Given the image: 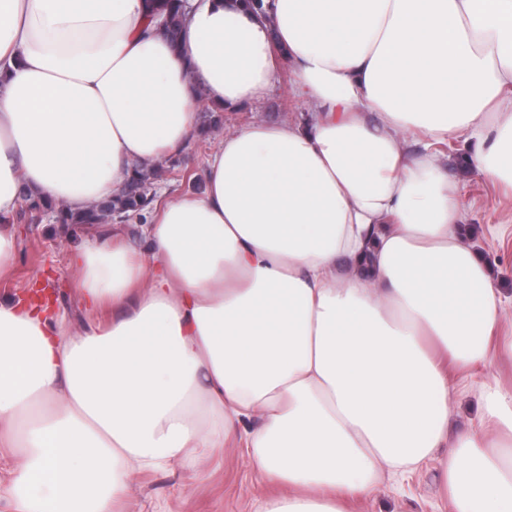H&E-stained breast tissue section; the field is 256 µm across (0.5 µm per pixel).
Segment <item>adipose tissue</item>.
I'll list each match as a JSON object with an SVG mask.
<instances>
[{
	"label": "adipose tissue",
	"instance_id": "ef3b65f1",
	"mask_svg": "<svg viewBox=\"0 0 512 512\" xmlns=\"http://www.w3.org/2000/svg\"><path fill=\"white\" fill-rule=\"evenodd\" d=\"M271 3L270 25L189 0L175 49L147 0H0V277L25 198L112 197L185 150L198 92L236 111L284 67L311 113L225 132L142 248L85 241L81 328L0 304L9 512H119L134 473L228 441L288 488L260 512H343L439 448L454 512H512V386L448 432L444 363L512 358V336L495 339L505 298L433 150L464 140L512 192V0Z\"/></svg>",
	"mask_w": 512,
	"mask_h": 512
}]
</instances>
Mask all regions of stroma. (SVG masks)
<instances>
[{
    "label": "stroma",
    "instance_id": "stroma-1",
    "mask_svg": "<svg viewBox=\"0 0 512 512\" xmlns=\"http://www.w3.org/2000/svg\"><path fill=\"white\" fill-rule=\"evenodd\" d=\"M302 104L288 94L287 81H280L264 98L239 111L224 115L225 128L255 121L279 122L297 117ZM220 132L195 135L180 154L174 171L163 173L154 183L157 204H165L179 192L200 189L207 161L220 144ZM456 141L445 161L448 174L460 182V193L469 209L466 226L469 239L480 246L500 278L507 295H512V199L475 172L457 167V153L465 152ZM193 175L185 182L183 173ZM16 261L11 274L0 279V300L21 297L33 288L50 287L55 300L66 309L75 325L86 321L72 286L76 271L70 258L77 238L58 234L51 215L39 223L15 227ZM458 391L450 405L449 430L464 432L475 427L482 413V390L489 384L512 383V365L491 355L487 365L471 371L449 370ZM281 486L265 479L252 460L232 447L217 448L196 467L180 464L160 472H141L132 478L124 512H257L262 501L280 494ZM346 512H453L440 478V462L431 458L420 469L401 475H381L368 498L349 502Z\"/></svg>",
    "mask_w": 512,
    "mask_h": 512
}]
</instances>
